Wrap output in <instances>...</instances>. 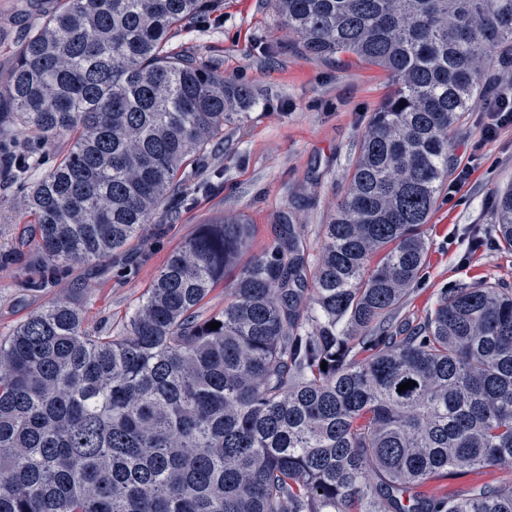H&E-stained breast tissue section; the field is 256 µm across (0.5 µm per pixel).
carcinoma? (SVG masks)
Here are the masks:
<instances>
[{
  "instance_id": "carcinoma-1",
  "label": "carcinoma",
  "mask_w": 512,
  "mask_h": 512,
  "mask_svg": "<svg viewBox=\"0 0 512 512\" xmlns=\"http://www.w3.org/2000/svg\"><path fill=\"white\" fill-rule=\"evenodd\" d=\"M61 2L0 83V180L42 255L32 289L147 224L162 233L188 157L254 103L170 55L172 30L217 0ZM269 2L306 54H353L393 85L314 271L290 227L239 265L251 227L230 217L170 256L119 334L90 332L63 297L0 337V512H512V480L411 493L512 467V289L461 282L394 324L425 266L449 133L486 72L512 67V0ZM60 135L71 147L53 160ZM493 218L512 250V185ZM229 274L224 309L200 314ZM511 478V469L508 467L502 468H488L481 472H466L462 471L457 474L449 475L448 478L441 479L440 481H433L425 488L420 490L429 491L435 487H442L443 492L455 490H469L482 485L483 483L503 479L508 480Z\"/></svg>"
}]
</instances>
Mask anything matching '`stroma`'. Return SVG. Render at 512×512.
Returning <instances> with one entry per match:
<instances>
[{
	"instance_id": "obj_1",
	"label": "stroma",
	"mask_w": 512,
	"mask_h": 512,
	"mask_svg": "<svg viewBox=\"0 0 512 512\" xmlns=\"http://www.w3.org/2000/svg\"><path fill=\"white\" fill-rule=\"evenodd\" d=\"M59 0H0V79L12 69L25 27L42 22ZM173 53L199 58L226 78L249 86L253 106L224 128V137L191 157L183 179L188 200L159 212L165 230L146 229L116 259L72 263L49 285L37 277V252L25 234L27 218L13 201L0 204V246L24 253L27 267L0 268V336L59 296L73 299L85 325L120 331L171 254L205 224L242 215L254 228L256 255L280 235L297 231L308 262H315L323 226L347 189L346 173L371 117L389 92L386 72L349 55H307L266 0H221L217 17L178 27ZM485 102L477 100L450 134L448 174L471 165L468 180L440 195L425 226L428 256L404 318L422 316L440 289L487 280L512 288V251L497 245L494 191L512 185V126L484 139Z\"/></svg>"
}]
</instances>
